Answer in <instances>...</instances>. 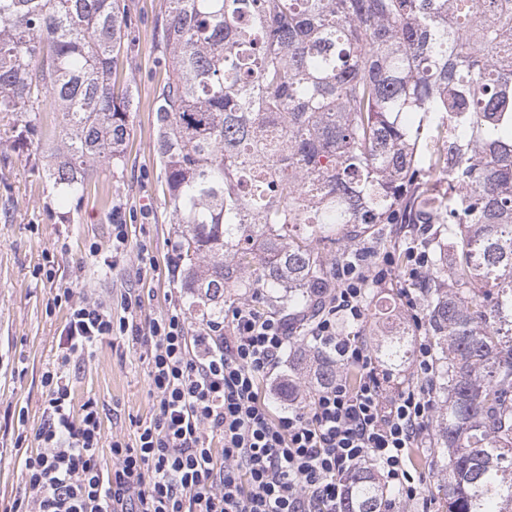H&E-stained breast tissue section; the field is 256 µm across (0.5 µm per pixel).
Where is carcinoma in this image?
<instances>
[{
  "instance_id": "1",
  "label": "carcinoma",
  "mask_w": 512,
  "mask_h": 512,
  "mask_svg": "<svg viewBox=\"0 0 512 512\" xmlns=\"http://www.w3.org/2000/svg\"><path fill=\"white\" fill-rule=\"evenodd\" d=\"M167 2L155 147L202 320L263 289L302 321L365 241L432 225L422 328L374 354L400 368L434 340L445 512H512V0ZM131 26L122 0H0V115L62 200L123 158ZM334 377L321 357L309 384ZM345 481L344 512H383L374 470Z\"/></svg>"
}]
</instances>
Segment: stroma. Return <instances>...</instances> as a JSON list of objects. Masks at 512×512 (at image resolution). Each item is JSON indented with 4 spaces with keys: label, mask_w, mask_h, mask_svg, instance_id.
I'll use <instances>...</instances> for the list:
<instances>
[{
    "label": "stroma",
    "mask_w": 512,
    "mask_h": 512,
    "mask_svg": "<svg viewBox=\"0 0 512 512\" xmlns=\"http://www.w3.org/2000/svg\"><path fill=\"white\" fill-rule=\"evenodd\" d=\"M136 21L125 42L117 89H130L135 105L128 119L125 157L120 166L98 164L81 199L60 206L50 186L33 172L35 147L0 153V512H9L24 495L23 459L35 450L46 390L43 372L55 363L66 324L65 308L53 306L56 289L119 307L121 296L139 290L138 313L148 324L168 307L170 295L186 305L190 327H197L189 295L174 274L176 240L171 208L161 185L155 151L154 102L162 56L155 21L167 0H124ZM120 207L127 226L125 251H112V209ZM147 247L155 267L137 272V252ZM112 255L103 266L99 255ZM74 407L95 399L105 437L134 440L155 412L150 394L149 355L122 338L98 343L90 357L71 370ZM423 498L399 502L393 512H442L432 448L418 449Z\"/></svg>",
    "instance_id": "obj_1"
}]
</instances>
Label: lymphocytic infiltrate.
I'll return each mask as SVG.
<instances>
[{
  "mask_svg": "<svg viewBox=\"0 0 512 512\" xmlns=\"http://www.w3.org/2000/svg\"><path fill=\"white\" fill-rule=\"evenodd\" d=\"M393 265L387 253L337 269L305 337L332 354L338 374L308 405L278 411L268 394L294 339L285 315L244 302L193 331L173 298L144 328L136 320L139 293L122 295L117 317L63 289L53 301L67 309L65 336L42 376L39 449L24 459L25 494L13 512H343L345 477L366 461L403 500L420 499L422 480L409 462L434 413L433 343L418 339L416 385L388 397L370 346L343 330L361 326L369 283L383 281ZM117 336L148 347L158 411L135 443L116 436L106 445L95 400L72 412L69 367ZM214 434L222 448L213 447Z\"/></svg>",
  "mask_w": 512,
  "mask_h": 512,
  "instance_id": "1",
  "label": "lymphocytic infiltrate"
}]
</instances>
